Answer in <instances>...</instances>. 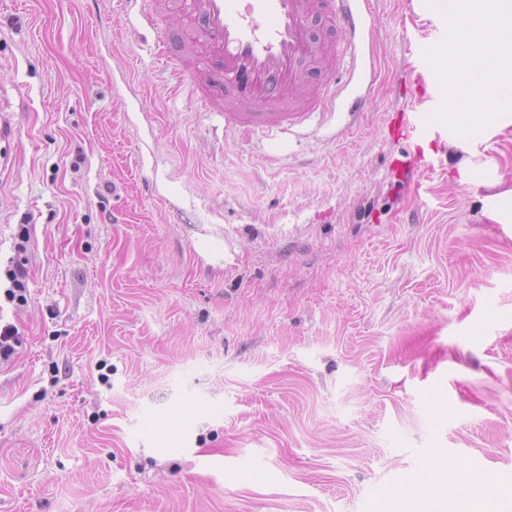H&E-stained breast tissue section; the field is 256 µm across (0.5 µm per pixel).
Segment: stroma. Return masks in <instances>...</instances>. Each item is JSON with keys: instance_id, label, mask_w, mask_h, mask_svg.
Instances as JSON below:
<instances>
[{"instance_id": "stroma-1", "label": "stroma", "mask_w": 512, "mask_h": 512, "mask_svg": "<svg viewBox=\"0 0 512 512\" xmlns=\"http://www.w3.org/2000/svg\"><path fill=\"white\" fill-rule=\"evenodd\" d=\"M373 3L331 113L243 145L133 0H0V512H367L441 459L479 498L512 478V118L390 138L430 40L413 0Z\"/></svg>"}]
</instances>
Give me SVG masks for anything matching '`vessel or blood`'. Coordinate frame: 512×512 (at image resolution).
Segmentation results:
<instances>
[{"label": "vessel or blood", "mask_w": 512, "mask_h": 512, "mask_svg": "<svg viewBox=\"0 0 512 512\" xmlns=\"http://www.w3.org/2000/svg\"><path fill=\"white\" fill-rule=\"evenodd\" d=\"M157 33L158 54L177 77H190L195 106L220 112L227 131L243 138L271 136L304 125L327 111L340 81L326 63L337 56L356 57L368 30L371 0H138ZM179 6L188 28V53L180 55L162 21ZM426 7L438 25V46H456L448 13L440 0ZM307 91L305 104L282 109L288 95ZM441 123L420 112L393 124L396 138L437 140L447 135Z\"/></svg>", "instance_id": "vessel-or-blood-1"}]
</instances>
